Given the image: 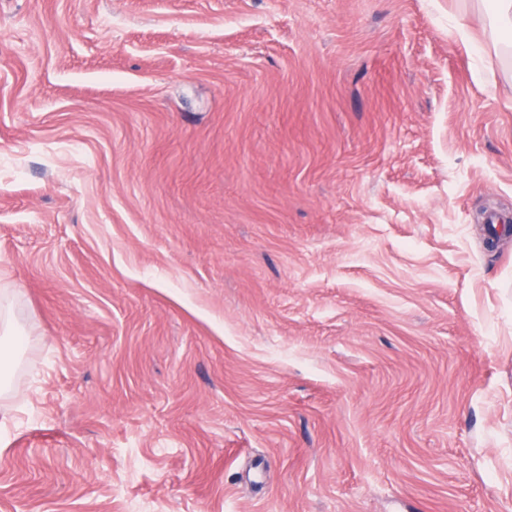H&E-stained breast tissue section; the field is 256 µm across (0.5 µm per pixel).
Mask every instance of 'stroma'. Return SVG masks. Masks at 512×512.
I'll return each mask as SVG.
<instances>
[{
    "label": "stroma",
    "instance_id": "obj_1",
    "mask_svg": "<svg viewBox=\"0 0 512 512\" xmlns=\"http://www.w3.org/2000/svg\"><path fill=\"white\" fill-rule=\"evenodd\" d=\"M491 212L473 0H0V512H512Z\"/></svg>",
    "mask_w": 512,
    "mask_h": 512
}]
</instances>
